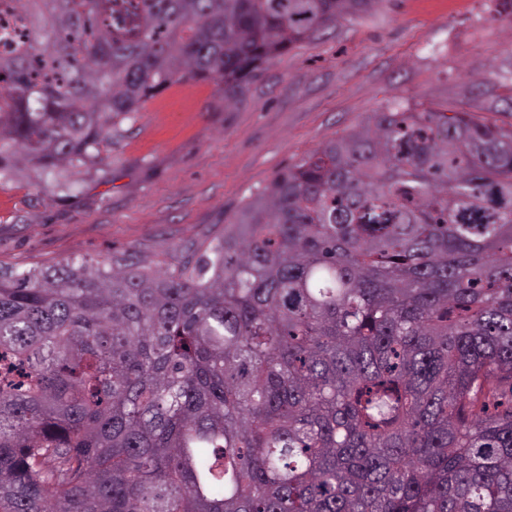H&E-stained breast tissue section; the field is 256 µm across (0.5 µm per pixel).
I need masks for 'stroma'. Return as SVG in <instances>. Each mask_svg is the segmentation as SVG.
I'll list each match as a JSON object with an SVG mask.
<instances>
[{
  "mask_svg": "<svg viewBox=\"0 0 512 512\" xmlns=\"http://www.w3.org/2000/svg\"><path fill=\"white\" fill-rule=\"evenodd\" d=\"M512 94V21L499 0H382L263 66L232 108L217 81L179 82L123 121L98 171L37 169L0 185V267L131 254L155 269L223 230L279 171L403 102L481 114Z\"/></svg>",
  "mask_w": 512,
  "mask_h": 512,
  "instance_id": "1",
  "label": "stroma"
}]
</instances>
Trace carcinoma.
Segmentation results:
<instances>
[{
  "mask_svg": "<svg viewBox=\"0 0 512 512\" xmlns=\"http://www.w3.org/2000/svg\"><path fill=\"white\" fill-rule=\"evenodd\" d=\"M0 179L378 0H19ZM166 269L0 268V512H512V127L388 107Z\"/></svg>",
  "mask_w": 512,
  "mask_h": 512,
  "instance_id": "cac0c4a2",
  "label": "carcinoma"
}]
</instances>
